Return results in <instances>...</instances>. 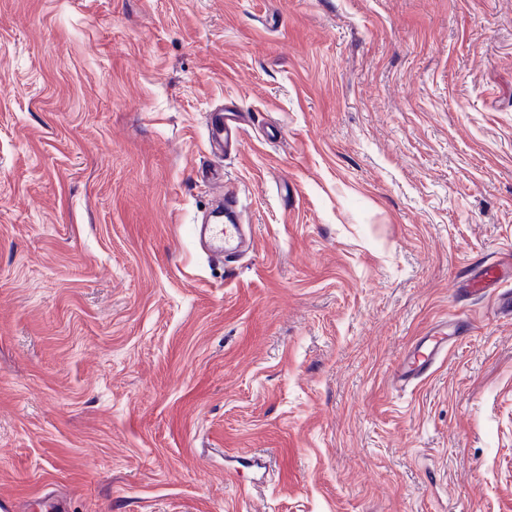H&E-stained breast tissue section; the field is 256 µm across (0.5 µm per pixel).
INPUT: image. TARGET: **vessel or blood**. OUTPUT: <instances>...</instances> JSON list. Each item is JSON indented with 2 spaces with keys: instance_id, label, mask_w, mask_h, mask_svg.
I'll list each match as a JSON object with an SVG mask.
<instances>
[{
  "instance_id": "obj_1",
  "label": "vessel or blood",
  "mask_w": 512,
  "mask_h": 512,
  "mask_svg": "<svg viewBox=\"0 0 512 512\" xmlns=\"http://www.w3.org/2000/svg\"><path fill=\"white\" fill-rule=\"evenodd\" d=\"M245 113L224 107H217L207 115V138L215 155L232 152L239 142L245 122ZM238 206L237 194L229 190L220 194L207 213L208 221L196 225L195 238L209 257L236 262L251 247V237L243 224L223 223L224 212L235 211ZM507 271L499 263L487 265L480 278L472 283L473 289L501 287ZM448 336L444 325L431 328L408 352L396 377L404 384H411L427 377L431 369L448 354Z\"/></svg>"
}]
</instances>
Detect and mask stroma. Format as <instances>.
<instances>
[{"label":"stroma","mask_w":512,"mask_h":512,"mask_svg":"<svg viewBox=\"0 0 512 512\" xmlns=\"http://www.w3.org/2000/svg\"><path fill=\"white\" fill-rule=\"evenodd\" d=\"M215 169L255 238L227 266ZM511 252L512 0H0L16 512H512V316L461 290ZM246 115L221 105L207 114V138L216 156L231 153L239 142ZM195 239L211 258L236 262L251 247V237L243 224H197ZM448 322L431 328L408 352L397 371V380L402 384H412L427 377L430 370L448 354V336L445 328Z\"/></svg>","instance_id":"stroma-1"}]
</instances>
